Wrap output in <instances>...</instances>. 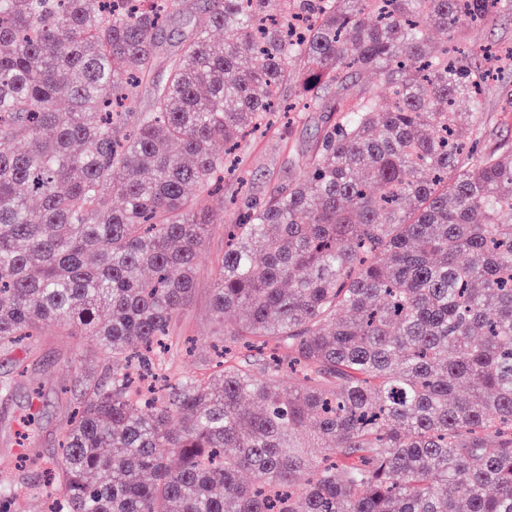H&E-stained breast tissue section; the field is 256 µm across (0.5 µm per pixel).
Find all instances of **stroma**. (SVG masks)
Instances as JSON below:
<instances>
[{
    "label": "stroma",
    "mask_w": 512,
    "mask_h": 512,
    "mask_svg": "<svg viewBox=\"0 0 512 512\" xmlns=\"http://www.w3.org/2000/svg\"><path fill=\"white\" fill-rule=\"evenodd\" d=\"M203 0H183L179 13L165 27L157 71L192 32V18ZM471 43L497 54L483 93L484 110L473 142L476 152L512 150V10L488 24L474 26L459 19ZM335 89H328L320 106L295 113L289 125L249 137L239 153L240 177L228 176L216 194L207 196L200 210L208 224L196 260L190 296L178 310L170 335L173 376L211 374L219 362L213 312L215 278L224 257V221L230 202L251 198L267 201L301 178L306 162L322 136L336 121ZM24 375H17L16 365ZM112 367L104 361L97 342L89 336L65 335L61 326H43L39 335L19 348H0V382L10 383L0 393V474L13 478L29 496L30 512H42L38 487L42 469L57 458L58 442L70 415L84 395L88 379H105Z\"/></svg>",
    "instance_id": "obj_1"
}]
</instances>
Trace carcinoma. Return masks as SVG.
<instances>
[{"mask_svg": "<svg viewBox=\"0 0 512 512\" xmlns=\"http://www.w3.org/2000/svg\"><path fill=\"white\" fill-rule=\"evenodd\" d=\"M180 3L0 0V347L56 323L112 362L47 512H512V152L473 157L483 52L448 56L458 17L512 0H204L153 79ZM363 71L390 103L336 98L303 179L224 225L218 370L143 393L131 370L194 285L212 143L295 111L291 81L309 109ZM27 506L0 481V512Z\"/></svg>", "mask_w": 512, "mask_h": 512, "instance_id": "obj_1", "label": "carcinoma"}]
</instances>
